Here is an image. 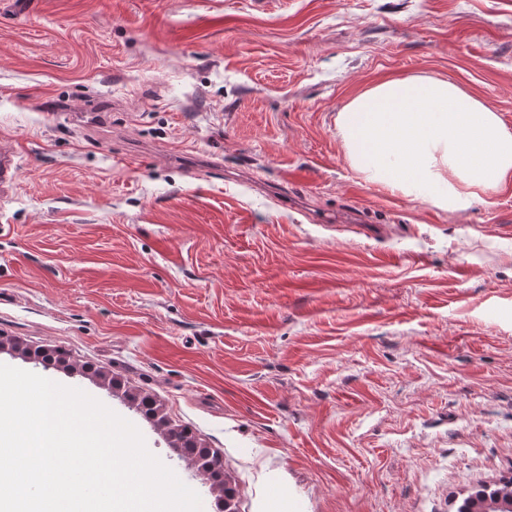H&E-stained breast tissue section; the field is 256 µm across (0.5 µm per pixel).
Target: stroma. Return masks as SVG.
Listing matches in <instances>:
<instances>
[{"label": "stroma", "instance_id": "stroma-1", "mask_svg": "<svg viewBox=\"0 0 512 512\" xmlns=\"http://www.w3.org/2000/svg\"><path fill=\"white\" fill-rule=\"evenodd\" d=\"M416 74L512 127V0H0V364L133 423L208 512L170 430L234 512H456L512 479V179L447 212L336 128ZM217 458L220 461V465H216V466H210V465L203 464V459H201L200 457H196V458H194V460L197 464V470H198L199 474L203 477V480L205 481V483H209V485L211 486V490H213V491L218 490L222 494H224V502H226L225 510L228 511V510H231L228 508H229V506H231L232 501H229L226 498V495L231 492L228 491V489L224 486V483L222 481H219L216 479V473L222 474V458L218 455H217Z\"/></svg>", "mask_w": 512, "mask_h": 512}]
</instances>
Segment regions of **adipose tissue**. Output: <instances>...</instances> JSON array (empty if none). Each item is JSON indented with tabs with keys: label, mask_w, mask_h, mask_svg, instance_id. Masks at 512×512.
<instances>
[{
	"label": "adipose tissue",
	"mask_w": 512,
	"mask_h": 512,
	"mask_svg": "<svg viewBox=\"0 0 512 512\" xmlns=\"http://www.w3.org/2000/svg\"><path fill=\"white\" fill-rule=\"evenodd\" d=\"M352 165L394 194L464 209L512 177V128L457 83L418 74L367 88L339 112Z\"/></svg>",
	"instance_id": "adipose-tissue-1"
}]
</instances>
